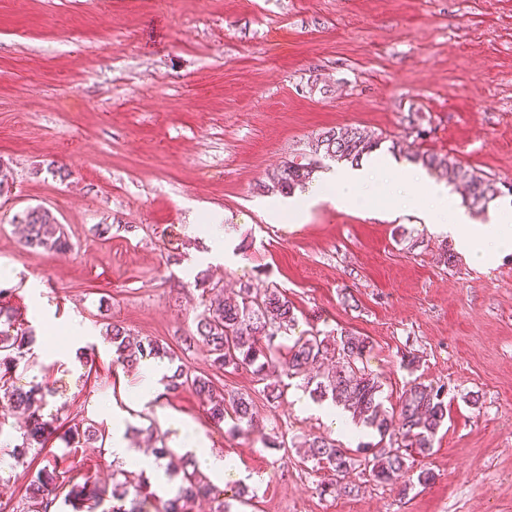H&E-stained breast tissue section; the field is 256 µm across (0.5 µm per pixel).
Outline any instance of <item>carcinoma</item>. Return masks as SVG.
Listing matches in <instances>:
<instances>
[{
  "label": "carcinoma",
  "instance_id": "obj_1",
  "mask_svg": "<svg viewBox=\"0 0 512 512\" xmlns=\"http://www.w3.org/2000/svg\"><path fill=\"white\" fill-rule=\"evenodd\" d=\"M377 144V139L358 127L328 129L312 144V158L286 162L267 175L265 187L290 195L296 187L310 182L313 172L321 167V161L357 162ZM420 159L429 168L444 170L448 181L463 183L473 206H483L500 194L494 183L464 170L446 157L423 154ZM19 223L24 225L23 241L30 249L58 252L70 248L62 225L41 206L24 211ZM295 310L288 297L275 287L244 288L235 299L204 306L197 315L196 335L214 366L252 369L256 381L263 384L262 392L267 400L276 402L282 398L286 384L281 376L299 378L309 389L313 401L329 400L355 424L377 432L379 441L374 444V452L363 457L324 435L302 442L307 457L336 476V480L323 484L321 492L353 493L355 487L340 486L337 477L359 467L379 484L399 483L402 490H407L412 486L411 480L406 478L409 458L414 454H431L436 436L448 416L443 387L413 381L401 392L397 406L387 409L382 398V383L362 366L364 353L369 348L368 338L349 331L342 332L332 344L319 330L310 336H300L288 346L286 356H281L275 340L295 325ZM111 332L113 362L117 364L132 368L146 358L174 361V354L152 339L132 342L117 324L112 325ZM33 342V331L17 321L11 307L1 305L0 402L25 416L22 442L14 446L17 459L25 457L29 449L43 445L54 433L51 423L43 420L39 411L46 396L54 394L55 389L46 383L24 391L10 384L13 369L28 354ZM183 387L206 398L207 413L214 423L227 421L236 432L256 425L252 399L227 398L216 392L210 380L180 364L165 377V389L170 392ZM63 440L68 448H83L104 440V434L93 424L81 422L70 426ZM182 472L186 485L162 505V512H194L197 499L217 493L198 468L188 469L186 461ZM65 485V475L56 467L46 465L38 469L28 487L27 499L32 512H52ZM105 494L106 489L88 476L83 483L72 485L64 501L71 504L75 512H83L89 503L98 506ZM111 497L112 512H143L144 504L152 497L149 478L143 477L135 485L115 478Z\"/></svg>",
  "mask_w": 512,
  "mask_h": 512
}]
</instances>
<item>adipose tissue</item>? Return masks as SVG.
I'll use <instances>...</instances> for the list:
<instances>
[{
    "instance_id": "adipose-tissue-1",
    "label": "adipose tissue",
    "mask_w": 512,
    "mask_h": 512,
    "mask_svg": "<svg viewBox=\"0 0 512 512\" xmlns=\"http://www.w3.org/2000/svg\"><path fill=\"white\" fill-rule=\"evenodd\" d=\"M377 170L397 173L404 188H411L415 183L411 167L397 165L384 157L360 163L356 167L325 172L320 181L308 188L305 196L309 199L324 196L326 189L331 187L335 190L333 200L337 207H351L357 194L366 191L373 172ZM423 193L437 204L436 209L422 214L427 228L452 236L457 246L474 263L489 266L501 251L512 248L511 216L502 214L494 217L490 223L475 224L469 221L463 211H451L453 193L446 183L429 182L424 185ZM166 425L176 431L180 447L184 452L194 455L201 468L222 474L233 471V460L227 456L213 455L192 422L180 416H171L167 418Z\"/></svg>"
}]
</instances>
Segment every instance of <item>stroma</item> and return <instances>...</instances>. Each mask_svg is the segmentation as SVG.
I'll return each instance as SVG.
<instances>
[{
  "instance_id": "35a3bbf8",
  "label": "stroma",
  "mask_w": 512,
  "mask_h": 512,
  "mask_svg": "<svg viewBox=\"0 0 512 512\" xmlns=\"http://www.w3.org/2000/svg\"><path fill=\"white\" fill-rule=\"evenodd\" d=\"M352 126L381 137L378 154L452 158L499 195L466 207L477 224L512 206V0H0V288L35 331L14 386L54 384L42 413L58 435L18 464L22 431L0 429V502L29 512L26 488L57 456L68 479L111 485L113 455L70 451L74 422L131 447L167 444L161 414L191 419L211 453L236 468L209 481L232 512H512V250L492 267L462 253L408 201L349 209L328 200L300 218L268 173L303 156L319 133ZM66 177H59V170ZM49 209L70 243L26 249L18 220ZM202 224H219L235 259L210 257ZM276 284L297 309L283 344L318 329L368 337L363 363L397 400L409 382L445 386L448 420L427 486L401 490L361 470L354 495L319 494L300 448L284 438L334 435L303 388L266 400L250 370H222L193 337L204 290ZM168 347L228 395L250 397L258 425L231 434L192 390L135 404L144 365L113 362L105 336Z\"/></svg>"
}]
</instances>
